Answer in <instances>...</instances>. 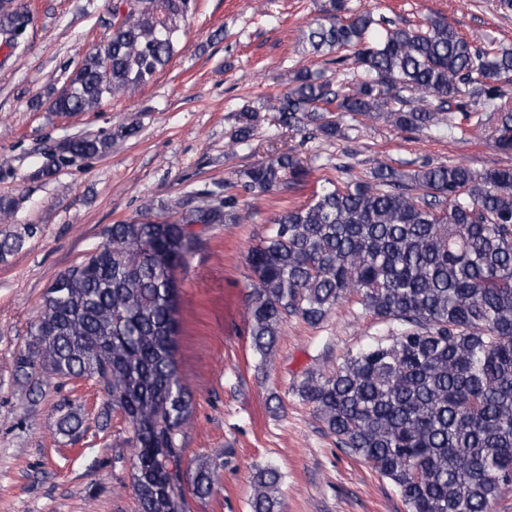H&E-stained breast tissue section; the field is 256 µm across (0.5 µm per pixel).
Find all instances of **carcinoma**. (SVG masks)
<instances>
[{
    "instance_id": "carcinoma-1",
    "label": "carcinoma",
    "mask_w": 512,
    "mask_h": 512,
    "mask_svg": "<svg viewBox=\"0 0 512 512\" xmlns=\"http://www.w3.org/2000/svg\"><path fill=\"white\" fill-rule=\"evenodd\" d=\"M192 0H126L109 36L72 71L52 101L64 115L97 112L148 84L171 61ZM24 0L0 6V41L10 48L31 24ZM304 38L336 74L354 65L352 87L308 70L269 110L288 129L347 138L331 118L365 117L402 131L448 123V132L495 122L493 138L512 151V51L481 48L441 18L416 27L353 13L326 0ZM416 97H409V94ZM258 122L240 112L233 143L245 147ZM117 132L72 137L45 155L36 178L71 161L104 156ZM307 170L289 154L241 174L247 192L300 184ZM229 185L204 187L199 205L177 217H138L103 230V240L46 288L24 349L14 362L31 401L53 380L87 379L103 393L99 427L119 411L134 448L137 512H182L184 488L209 496L217 462L189 474L180 442L193 413L175 359L176 271L197 250L195 224H235ZM36 227L0 240V260ZM250 336L267 359L288 317L320 324L358 296L377 319L396 325L387 339L348 354L331 374L310 372L296 386L338 444L394 486L406 512H491L512 487V166L477 172L463 163L401 171L379 164L366 180H325L300 206L280 211L247 254ZM80 408L61 406L56 430L82 432ZM282 474L266 465L252 482V512H279Z\"/></svg>"
}]
</instances>
